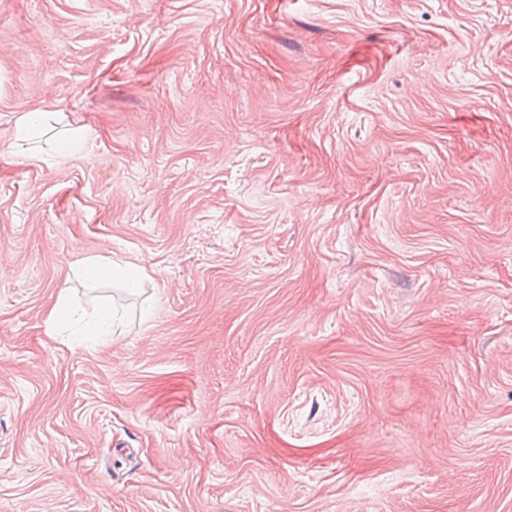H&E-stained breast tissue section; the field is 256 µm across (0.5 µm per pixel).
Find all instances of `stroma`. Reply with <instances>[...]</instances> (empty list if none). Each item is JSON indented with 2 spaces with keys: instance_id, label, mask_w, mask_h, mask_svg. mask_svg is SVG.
Returning a JSON list of instances; mask_svg holds the SVG:
<instances>
[{
  "instance_id": "stroma-1",
  "label": "stroma",
  "mask_w": 512,
  "mask_h": 512,
  "mask_svg": "<svg viewBox=\"0 0 512 512\" xmlns=\"http://www.w3.org/2000/svg\"><path fill=\"white\" fill-rule=\"evenodd\" d=\"M0 512H512V0H0ZM43 112H28L25 113L17 122L15 136L16 139H32L37 137L45 122ZM140 266H127L126 268L114 267L111 260L105 258H87L76 269V273L86 282L97 283L102 280L112 279L130 293L139 290L142 277ZM84 319L83 314L78 312V308L74 305L71 297L62 289L57 297L55 306L53 307L49 320L53 327L62 323L78 324ZM114 320L112 308L102 306L92 319L79 327L78 336H84L86 341H93L96 336H106L112 331Z\"/></svg>"
}]
</instances>
